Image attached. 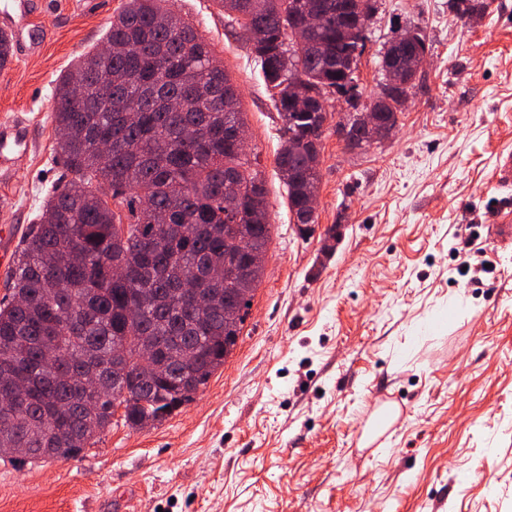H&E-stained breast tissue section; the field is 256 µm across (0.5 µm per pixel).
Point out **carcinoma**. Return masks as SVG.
I'll use <instances>...</instances> for the list:
<instances>
[{"label":"carcinoma","mask_w":512,"mask_h":512,"mask_svg":"<svg viewBox=\"0 0 512 512\" xmlns=\"http://www.w3.org/2000/svg\"><path fill=\"white\" fill-rule=\"evenodd\" d=\"M166 0H125L104 41L78 56L55 86L56 148L63 173L39 217L25 232L0 304V375L20 373L30 398L19 407L0 387V448H27L28 457L71 459L112 425L117 411L135 428L160 422L205 387L227 362L248 314L258 274L208 280L224 266V236L255 251L269 250L271 224L258 158L241 157L224 131L244 122L224 66L195 26ZM229 23L253 43L284 134L309 123L288 106V47L292 12L301 3L324 14L303 50L306 87L336 85L345 62L364 48L366 31L344 36L336 0H218ZM463 19L486 10L484 0H448ZM405 52L425 55L421 31ZM165 77L185 112H169L138 92L140 81ZM275 164L287 192L313 176L307 144L294 155L278 150ZM130 267L112 275V263ZM202 280L220 301L190 306L183 281ZM152 296L136 319L129 305ZM126 345L130 371L113 368L112 347ZM94 370L104 400L81 393Z\"/></svg>","instance_id":"1"}]
</instances>
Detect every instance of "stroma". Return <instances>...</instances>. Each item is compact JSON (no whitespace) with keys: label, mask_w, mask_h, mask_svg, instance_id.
I'll use <instances>...</instances> for the list:
<instances>
[{"label":"stroma","mask_w":512,"mask_h":512,"mask_svg":"<svg viewBox=\"0 0 512 512\" xmlns=\"http://www.w3.org/2000/svg\"><path fill=\"white\" fill-rule=\"evenodd\" d=\"M37 51L0 68V119L30 147L0 177L15 253L57 185L54 88L124 0H34ZM460 20L448 0H376L356 73L409 27L428 60L393 137L323 138L318 224L300 232L275 165L283 121L216 0H168L240 95L272 240L238 344L194 401L147 428L112 424L74 459L0 457V512H512V0ZM336 230L332 253L323 241ZM490 260L476 280L463 263Z\"/></svg>","instance_id":"obj_1"}]
</instances>
